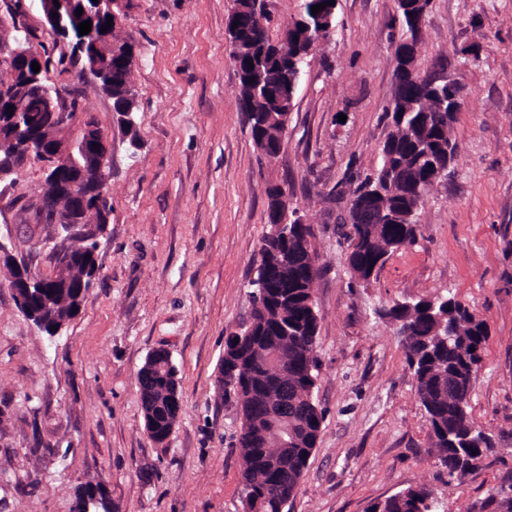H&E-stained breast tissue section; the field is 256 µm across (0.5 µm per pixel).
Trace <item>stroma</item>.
Wrapping results in <instances>:
<instances>
[{"label":"stroma","mask_w":512,"mask_h":512,"mask_svg":"<svg viewBox=\"0 0 512 512\" xmlns=\"http://www.w3.org/2000/svg\"><path fill=\"white\" fill-rule=\"evenodd\" d=\"M52 55L35 0H0ZM135 50L137 135L79 66L49 80L77 87L110 141V219L98 274L56 336L20 312L0 272V512H75L99 481L117 512H242L240 407L219 387L227 334L252 313L278 183L311 226L320 273L317 445L288 512H367L406 489L432 512H497L512 495V0H430L421 71L447 69L464 95L447 179L426 193L417 242L368 281L347 264L340 224L391 131L385 110L400 37L396 0H337L336 28L305 65L277 159L257 149L226 40L233 0H119ZM45 169L28 159L0 183V241L52 274L53 226L33 212ZM452 294L486 320L470 418L493 449L462 477L431 452L430 427L395 325V303ZM167 349L182 413L165 443L144 428L138 374Z\"/></svg>","instance_id":"stroma-1"}]
</instances>
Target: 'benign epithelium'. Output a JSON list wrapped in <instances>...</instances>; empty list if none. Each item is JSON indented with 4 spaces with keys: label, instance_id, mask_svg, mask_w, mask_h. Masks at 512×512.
<instances>
[{
    "label": "benign epithelium",
    "instance_id": "obj_1",
    "mask_svg": "<svg viewBox=\"0 0 512 512\" xmlns=\"http://www.w3.org/2000/svg\"><path fill=\"white\" fill-rule=\"evenodd\" d=\"M44 27L53 36L66 38L69 30L65 20L76 24L91 21V31L74 43L84 69L93 76L108 96L121 92L129 99L127 86L114 78L120 65L133 62V48L126 41H116L113 33L121 28V19L112 13L111 28L101 32L95 12L84 8V0H39ZM82 15H76L77 9ZM21 31L17 16L0 17V181L20 168V162L35 157L44 163L45 185L39 203H53L52 224L68 235L96 241L109 221L110 207L106 192L110 158L107 137L95 118L79 106L45 84V56L32 45L19 38L8 41L3 33ZM38 62L40 71H32V62ZM432 85L442 83L452 92L448 104V117L456 115L463 105V94L448 74L427 76L408 66L400 69V79L394 95H399L406 82ZM37 100L41 112L37 118L27 111L28 104ZM6 268L10 286L18 303H28L32 289L42 288L41 279L32 275L25 264L19 263L0 243V268ZM98 266L96 250L91 248L80 254L60 253L55 272L50 276L54 288H62L75 296L71 314H76ZM30 321L47 334L54 336L70 317L54 313L50 320L41 319L44 310L28 308Z\"/></svg>",
    "mask_w": 512,
    "mask_h": 512
}]
</instances>
